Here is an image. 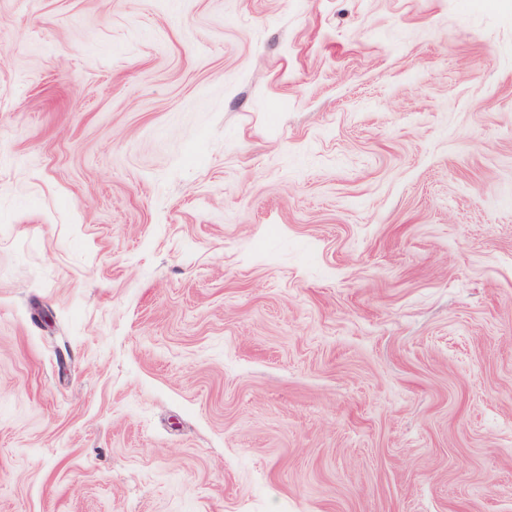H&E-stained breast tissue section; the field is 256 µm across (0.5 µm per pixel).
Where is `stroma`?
<instances>
[{
  "mask_svg": "<svg viewBox=\"0 0 512 512\" xmlns=\"http://www.w3.org/2000/svg\"><path fill=\"white\" fill-rule=\"evenodd\" d=\"M0 512H512V0H0Z\"/></svg>",
  "mask_w": 512,
  "mask_h": 512,
  "instance_id": "obj_1",
  "label": "stroma"
}]
</instances>
